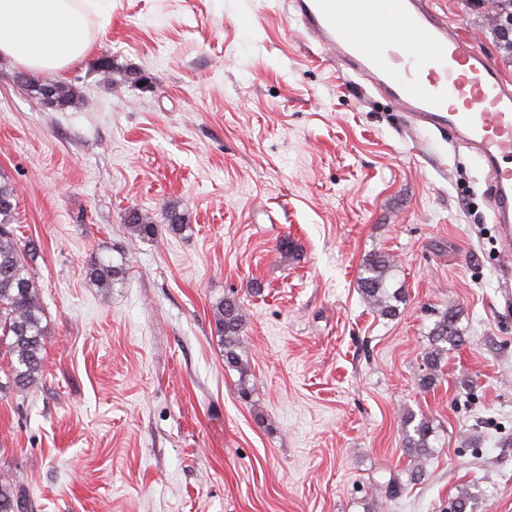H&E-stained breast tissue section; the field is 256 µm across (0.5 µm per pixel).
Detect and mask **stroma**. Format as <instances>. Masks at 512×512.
Masks as SVG:
<instances>
[{"label":"stroma","instance_id":"1","mask_svg":"<svg viewBox=\"0 0 512 512\" xmlns=\"http://www.w3.org/2000/svg\"><path fill=\"white\" fill-rule=\"evenodd\" d=\"M431 5L512 77L491 4ZM88 34L63 77L80 109L0 61V176L42 248L48 326L42 383L0 395V472L28 512H444L464 490L474 512H512V254L456 132L414 129L287 0H109ZM132 207L189 229L131 237ZM94 252L126 263L107 298L84 283ZM374 253L397 259L393 317L359 290ZM229 295L245 379L215 332ZM451 305L466 342L427 388ZM409 414L434 430L417 462ZM17 82L27 92L32 94L34 97L43 100L40 94V88L47 81H52L56 85V106L59 109H66L78 104L81 100L79 90L65 82L44 77L42 79L33 78L27 73L19 72L17 75Z\"/></svg>","mask_w":512,"mask_h":512}]
</instances>
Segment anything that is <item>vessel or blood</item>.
<instances>
[{
  "label": "vessel or blood",
  "mask_w": 512,
  "mask_h": 512,
  "mask_svg": "<svg viewBox=\"0 0 512 512\" xmlns=\"http://www.w3.org/2000/svg\"><path fill=\"white\" fill-rule=\"evenodd\" d=\"M303 30L421 128H453L490 177L494 223L512 233V87L428 0H291Z\"/></svg>",
  "instance_id": "1"
}]
</instances>
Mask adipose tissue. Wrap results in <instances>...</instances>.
Returning <instances> with one entry per match:
<instances>
[{
  "label": "adipose tissue",
  "instance_id": "ef3b65f1",
  "mask_svg": "<svg viewBox=\"0 0 512 512\" xmlns=\"http://www.w3.org/2000/svg\"><path fill=\"white\" fill-rule=\"evenodd\" d=\"M104 0H0V60L36 74L60 75L91 46L90 14Z\"/></svg>",
  "mask_w": 512,
  "mask_h": 512
}]
</instances>
